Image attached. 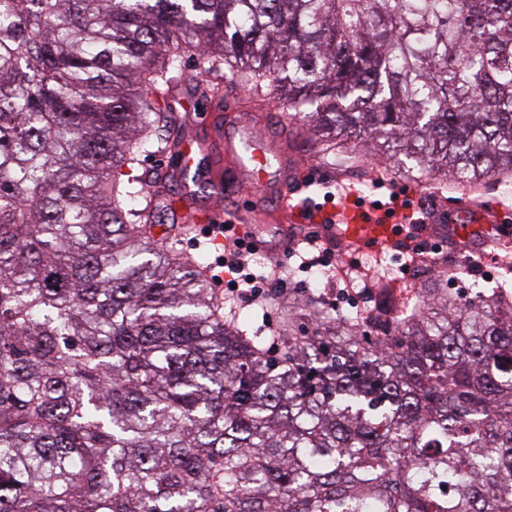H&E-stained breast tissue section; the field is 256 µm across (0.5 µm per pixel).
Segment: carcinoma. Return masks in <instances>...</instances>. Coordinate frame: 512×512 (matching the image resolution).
Listing matches in <instances>:
<instances>
[{"label": "carcinoma", "mask_w": 512, "mask_h": 512, "mask_svg": "<svg viewBox=\"0 0 512 512\" xmlns=\"http://www.w3.org/2000/svg\"><path fill=\"white\" fill-rule=\"evenodd\" d=\"M200 50L380 181L512 182V0H0V512H512L511 294L272 351L153 239Z\"/></svg>", "instance_id": "obj_1"}]
</instances>
